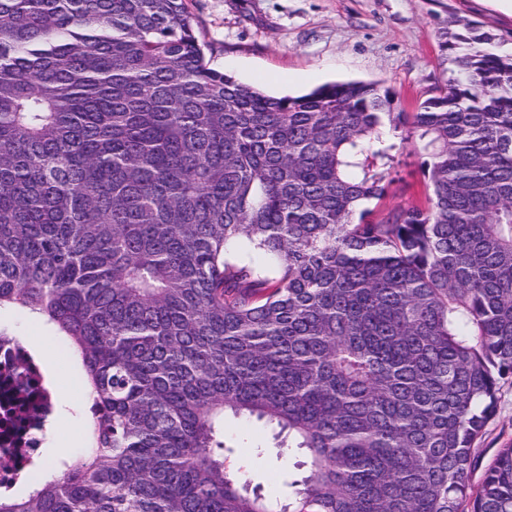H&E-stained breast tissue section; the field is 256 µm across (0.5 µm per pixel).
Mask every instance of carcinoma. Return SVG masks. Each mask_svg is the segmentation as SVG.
<instances>
[{"mask_svg":"<svg viewBox=\"0 0 512 512\" xmlns=\"http://www.w3.org/2000/svg\"><path fill=\"white\" fill-rule=\"evenodd\" d=\"M441 33L418 111L378 82L271 96L185 0H0V308L77 350L91 446L0 512H512V54ZM410 143L425 203L384 200ZM304 451L288 503L226 413ZM512 445V380L501 383L497 394L495 415L486 423L482 435L476 440L474 480H480L486 466L499 448Z\"/></svg>","mask_w":512,"mask_h":512,"instance_id":"carcinoma-1","label":"carcinoma"}]
</instances>
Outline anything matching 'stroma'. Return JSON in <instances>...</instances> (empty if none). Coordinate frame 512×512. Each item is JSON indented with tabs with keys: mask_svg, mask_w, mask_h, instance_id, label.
Listing matches in <instances>:
<instances>
[{
	"mask_svg": "<svg viewBox=\"0 0 512 512\" xmlns=\"http://www.w3.org/2000/svg\"><path fill=\"white\" fill-rule=\"evenodd\" d=\"M204 46L208 67L266 93L282 96L308 92L335 81H378L393 89L398 106L407 112L436 94L453 75L454 65L438 47L441 32L463 33L474 23L495 34L494 47L512 52V14L487 0H186ZM424 181L414 156H407L383 202L391 208L423 201ZM0 331L12 336H51L55 362L48 371L54 381L58 428L43 448L50 459L58 444L70 458L87 448L90 427L83 408L85 379L73 348L56 327L30 312L0 310ZM224 431L239 445L228 464L245 472L266 496L287 500L294 462L268 449L255 457L256 439L272 434L258 422L229 417ZM512 445V380L501 384L495 415L476 440L475 476H482L498 449ZM59 465L42 468V476L59 474Z\"/></svg>",
	"mask_w": 512,
	"mask_h": 512,
	"instance_id": "stroma-1",
	"label": "stroma"
}]
</instances>
